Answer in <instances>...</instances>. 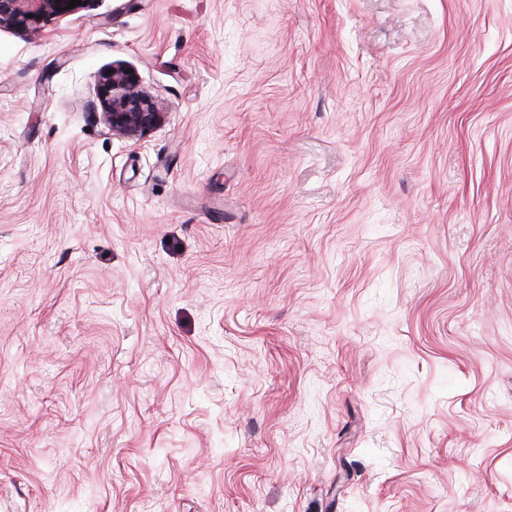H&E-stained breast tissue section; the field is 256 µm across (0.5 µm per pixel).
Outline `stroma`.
<instances>
[{"label":"stroma","mask_w":512,"mask_h":512,"mask_svg":"<svg viewBox=\"0 0 512 512\" xmlns=\"http://www.w3.org/2000/svg\"><path fill=\"white\" fill-rule=\"evenodd\" d=\"M0 512H512V0L1 27ZM99 81L102 120L112 135L134 143L163 126L166 112L142 90L136 74L124 66H112Z\"/></svg>","instance_id":"1"}]
</instances>
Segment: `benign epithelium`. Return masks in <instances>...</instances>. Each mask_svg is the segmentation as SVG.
Segmentation results:
<instances>
[{
	"instance_id": "1",
	"label": "benign epithelium",
	"mask_w": 512,
	"mask_h": 512,
	"mask_svg": "<svg viewBox=\"0 0 512 512\" xmlns=\"http://www.w3.org/2000/svg\"><path fill=\"white\" fill-rule=\"evenodd\" d=\"M70 0H0V27L40 31L43 23ZM102 120L112 135L135 143L163 126L166 113L142 90L135 73L115 65L99 81Z\"/></svg>"
}]
</instances>
